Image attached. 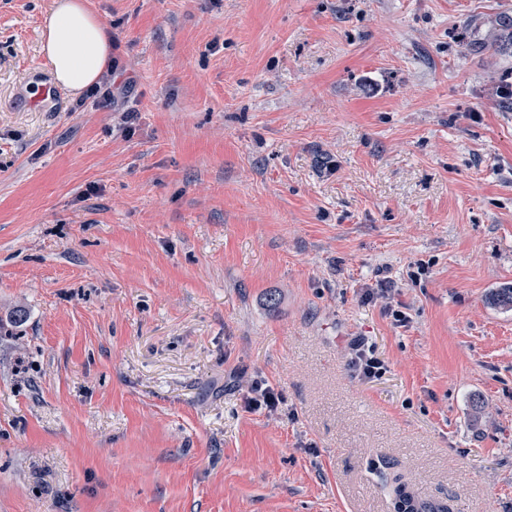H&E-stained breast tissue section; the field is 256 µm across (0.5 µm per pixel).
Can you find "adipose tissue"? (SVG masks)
I'll use <instances>...</instances> for the list:
<instances>
[{
  "label": "adipose tissue",
  "mask_w": 512,
  "mask_h": 512,
  "mask_svg": "<svg viewBox=\"0 0 512 512\" xmlns=\"http://www.w3.org/2000/svg\"><path fill=\"white\" fill-rule=\"evenodd\" d=\"M41 50L58 85L78 97L96 83L112 44L87 0H54L43 20Z\"/></svg>",
  "instance_id": "1"
}]
</instances>
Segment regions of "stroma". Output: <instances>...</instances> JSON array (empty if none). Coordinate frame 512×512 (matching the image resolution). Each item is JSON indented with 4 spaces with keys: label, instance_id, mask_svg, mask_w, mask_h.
<instances>
[{
    "label": "stroma",
    "instance_id": "stroma-1",
    "mask_svg": "<svg viewBox=\"0 0 512 512\" xmlns=\"http://www.w3.org/2000/svg\"><path fill=\"white\" fill-rule=\"evenodd\" d=\"M47 3L0 0V512H512V0H90L127 130L15 107ZM349 366L354 377L359 380L376 378L382 369V364L373 357L369 348L361 339L354 340L349 345ZM241 387L247 389L245 398L246 407L250 411L266 410L268 413H275L284 399L282 394L271 386L267 381L258 377L240 378ZM390 496L393 512H453L449 504L421 499L400 477L393 479Z\"/></svg>",
    "mask_w": 512,
    "mask_h": 512
}]
</instances>
